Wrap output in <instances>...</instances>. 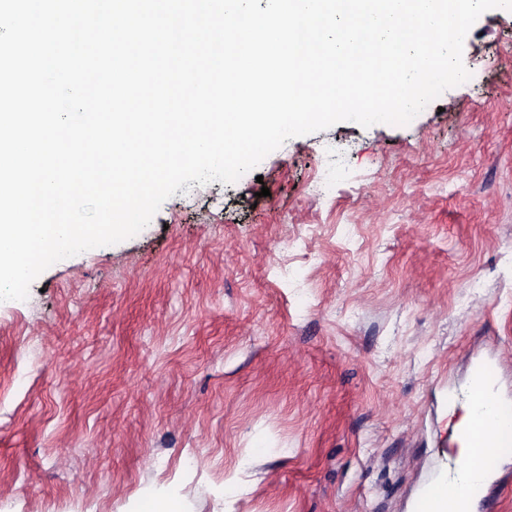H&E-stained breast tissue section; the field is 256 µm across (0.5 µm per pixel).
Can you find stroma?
I'll use <instances>...</instances> for the list:
<instances>
[{
	"label": "stroma",
	"mask_w": 512,
	"mask_h": 512,
	"mask_svg": "<svg viewBox=\"0 0 512 512\" xmlns=\"http://www.w3.org/2000/svg\"><path fill=\"white\" fill-rule=\"evenodd\" d=\"M404 126L287 140L0 306V512H409L512 397V10ZM269 196H260L261 188Z\"/></svg>",
	"instance_id": "stroma-1"
}]
</instances>
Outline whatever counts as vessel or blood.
I'll return each instance as SVG.
<instances>
[{
  "label": "vessel or blood",
  "instance_id": "obj_1",
  "mask_svg": "<svg viewBox=\"0 0 512 512\" xmlns=\"http://www.w3.org/2000/svg\"><path fill=\"white\" fill-rule=\"evenodd\" d=\"M498 388L496 365L480 362L472 367L471 419L462 432L467 452L456 460L466 479L437 487L418 498L415 512H432L437 503L442 504L446 512H471L472 487L494 476L499 461L512 455V400L502 397Z\"/></svg>",
  "mask_w": 512,
  "mask_h": 512
}]
</instances>
